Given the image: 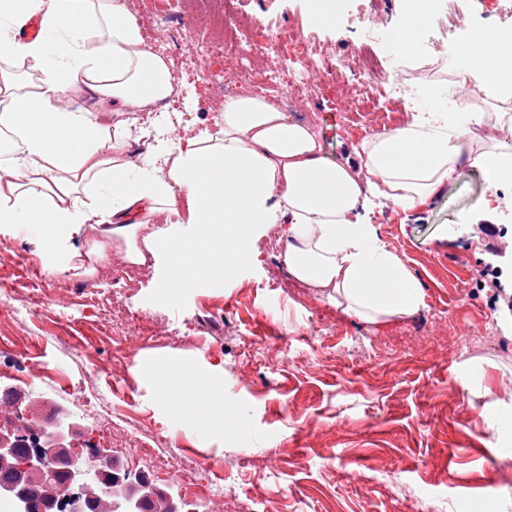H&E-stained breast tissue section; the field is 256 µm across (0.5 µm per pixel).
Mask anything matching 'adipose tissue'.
Returning a JSON list of instances; mask_svg holds the SVG:
<instances>
[{
	"instance_id": "adipose-tissue-1",
	"label": "adipose tissue",
	"mask_w": 512,
	"mask_h": 512,
	"mask_svg": "<svg viewBox=\"0 0 512 512\" xmlns=\"http://www.w3.org/2000/svg\"><path fill=\"white\" fill-rule=\"evenodd\" d=\"M33 16L43 37L16 40ZM453 66L484 98H512L496 60L470 50ZM172 91L165 59L147 46L126 0H0V228L38 229L49 274L72 268L64 241L93 231L83 274L116 246L129 262L154 260L157 293L174 302L202 278L252 260L258 229L282 224L295 280L348 317H410L422 287L370 213L428 204L464 163L491 185L512 183L511 160L473 146L484 113L438 91L366 137L354 162L329 160L310 129L278 107L230 97L216 131L171 143L145 177L128 154L125 114L153 110ZM81 96L111 114L64 106ZM135 367L159 405L197 423L202 437L245 436L224 402L221 364L199 369L169 357Z\"/></svg>"
}]
</instances>
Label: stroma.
<instances>
[{"mask_svg":"<svg viewBox=\"0 0 512 512\" xmlns=\"http://www.w3.org/2000/svg\"><path fill=\"white\" fill-rule=\"evenodd\" d=\"M452 2L467 26L445 40L448 59L471 48L475 31L512 32V0ZM228 7L248 30H294L315 53L348 55L369 42L373 55L407 74L432 53L440 24L430 18L410 30V48L400 51L382 37L367 41L363 27L377 16L386 27H405L409 16L400 0H350L341 34L320 20L318 0H179L184 35L209 46L178 81L171 115L187 136L209 128L223 106L195 70L223 68L224 34L214 19ZM448 59L428 85H460ZM345 93L343 85L322 84L302 115L332 160L354 157L364 138L394 123L382 112L354 118L339 112ZM481 198L494 200V223L512 211V186L489 185L468 166L408 215L376 209L372 221L381 240L424 290L418 315L378 324L346 317L289 276L280 255L267 251L268 236L282 233L279 224L257 240L256 260L224 282L197 284L177 304L159 298L148 276L122 288L120 303L138 331V347L118 365L116 342L85 306L84 276L65 273L80 318L29 322L32 337L49 340L38 356L0 351V368L13 372L21 397L12 418L59 405L84 441L83 411L58 392L56 379L65 375L91 400L107 395L114 423L168 458L171 476L161 487L182 493L179 472L188 463L208 481L210 495L191 501L192 512H248L259 503L266 512H512V494L488 495L489 488L512 486V438L501 440L482 416L512 384V323L493 312L488 287L473 274L488 259L486 239L456 229L464 219L483 223L474 208ZM13 240L22 263L0 266V287L14 297L10 307H0L6 340L21 330L16 311L31 286L26 268L43 265L39 237L0 233V242ZM80 347L87 354L78 358ZM169 355L195 366L223 361L226 404L250 405L241 417L249 441L204 445L190 424L162 419L154 389L134 361ZM36 367L41 377L33 381L29 371ZM463 368L474 373L473 391L454 381Z\"/></svg>","mask_w":512,"mask_h":512,"instance_id":"1","label":"stroma"}]
</instances>
